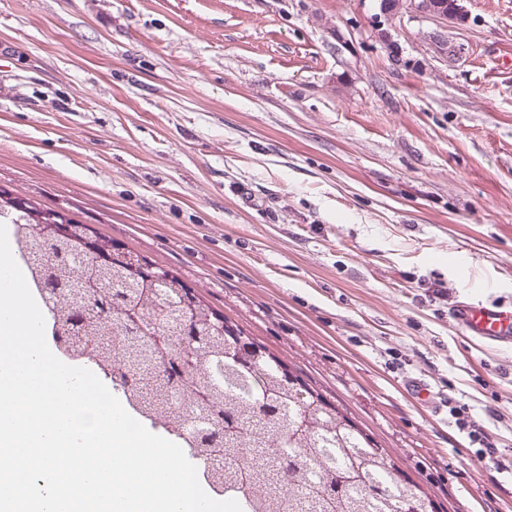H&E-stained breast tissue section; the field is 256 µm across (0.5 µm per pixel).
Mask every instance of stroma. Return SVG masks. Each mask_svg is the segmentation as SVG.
<instances>
[{"label": "stroma", "instance_id": "stroma-1", "mask_svg": "<svg viewBox=\"0 0 512 512\" xmlns=\"http://www.w3.org/2000/svg\"><path fill=\"white\" fill-rule=\"evenodd\" d=\"M0 0V188L173 271L439 512H512V0ZM457 2L458 0H413L409 2V9L414 13L432 18L442 24V32L436 35V41L443 50H448V21L464 19ZM453 318L469 336L495 344L512 339V307L466 303ZM465 406H455L450 408L449 413L455 419L454 423L458 430H468V436L472 442H476L480 445V449L476 451V454L479 458L486 460L488 459L498 468L507 467L503 465L502 462L498 459L497 448L494 447L493 443L490 442L489 438L480 429L479 425L476 422L472 421L470 416H468V412L466 411Z\"/></svg>", "mask_w": 512, "mask_h": 512}]
</instances>
